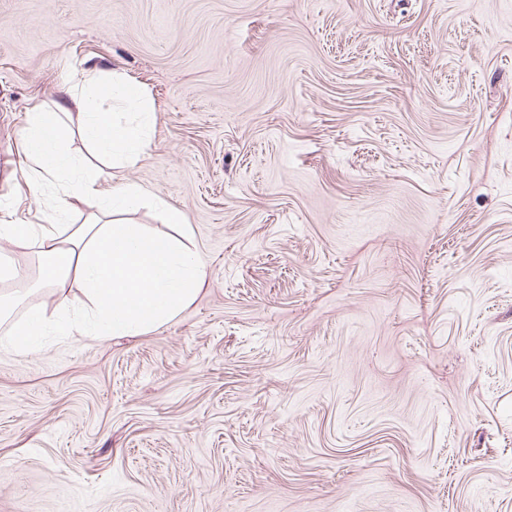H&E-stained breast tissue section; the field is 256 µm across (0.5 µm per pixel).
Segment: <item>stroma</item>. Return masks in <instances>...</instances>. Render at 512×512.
I'll return each mask as SVG.
<instances>
[{
  "label": "stroma",
  "instance_id": "obj_1",
  "mask_svg": "<svg viewBox=\"0 0 512 512\" xmlns=\"http://www.w3.org/2000/svg\"><path fill=\"white\" fill-rule=\"evenodd\" d=\"M98 69L102 162L205 269L120 339L0 345V512H512V0H0V225H48L28 115ZM0 238L9 320L53 311ZM99 71L85 70L76 84L64 88L56 102L62 112L80 134L103 156L112 160L133 163L149 145L147 129L150 123L148 94L145 89L131 92L126 83L112 82V88L101 92ZM91 92L94 94L91 100ZM122 98L127 106L139 115L136 124L122 123L115 119L111 101ZM76 110V112H73Z\"/></svg>",
  "mask_w": 512,
  "mask_h": 512
}]
</instances>
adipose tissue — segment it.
<instances>
[{
    "label": "adipose tissue",
    "instance_id": "obj_1",
    "mask_svg": "<svg viewBox=\"0 0 512 512\" xmlns=\"http://www.w3.org/2000/svg\"><path fill=\"white\" fill-rule=\"evenodd\" d=\"M101 85L98 71H83L56 104L62 119L43 112L28 118L26 153L38 172L56 180L57 212L88 199L98 201L99 212L64 230L56 224L37 233L23 224L0 226L1 238L37 255L40 283L59 293L52 313L41 310L14 323L8 344L20 353L39 348L41 336L51 331L96 338L142 335L176 316L204 282V266L189 243L147 233L120 218L145 199L166 223H185L181 211L137 185L101 189L103 171L84 170L70 153L67 140L74 128L101 155L128 163L149 145L146 90L133 92L118 83L105 91ZM71 281L81 286L76 306L65 291Z\"/></svg>",
    "mask_w": 512,
    "mask_h": 512
}]
</instances>
